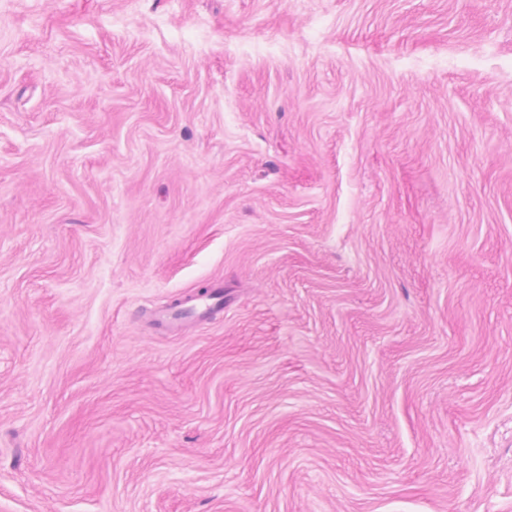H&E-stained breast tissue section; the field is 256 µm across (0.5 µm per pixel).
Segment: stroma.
<instances>
[{
    "label": "stroma",
    "instance_id": "1",
    "mask_svg": "<svg viewBox=\"0 0 512 512\" xmlns=\"http://www.w3.org/2000/svg\"><path fill=\"white\" fill-rule=\"evenodd\" d=\"M0 512H512V0H0ZM217 283L201 296L188 303L178 302L157 318V323L168 331H175L189 320L206 321V318L224 304V290Z\"/></svg>",
    "mask_w": 512,
    "mask_h": 512
}]
</instances>
